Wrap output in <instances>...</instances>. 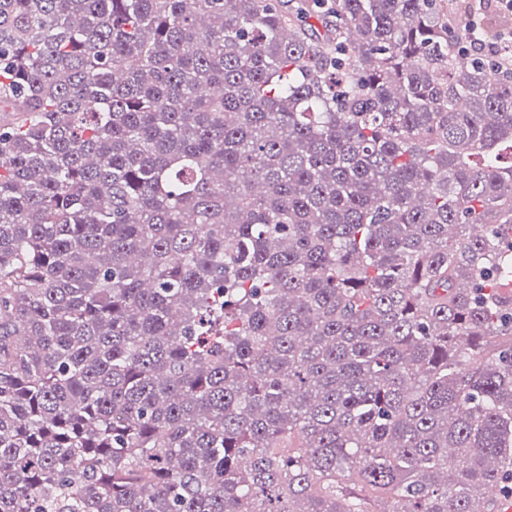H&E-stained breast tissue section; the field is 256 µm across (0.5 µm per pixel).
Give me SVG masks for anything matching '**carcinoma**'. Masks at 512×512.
Wrapping results in <instances>:
<instances>
[{
    "instance_id": "1",
    "label": "carcinoma",
    "mask_w": 512,
    "mask_h": 512,
    "mask_svg": "<svg viewBox=\"0 0 512 512\" xmlns=\"http://www.w3.org/2000/svg\"><path fill=\"white\" fill-rule=\"evenodd\" d=\"M457 0H0V512H498L512 76Z\"/></svg>"
}]
</instances>
